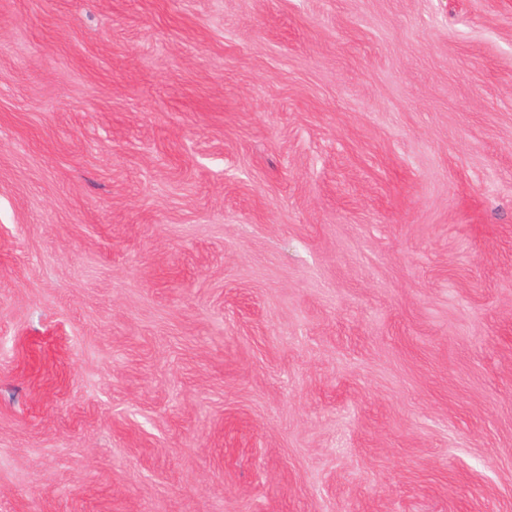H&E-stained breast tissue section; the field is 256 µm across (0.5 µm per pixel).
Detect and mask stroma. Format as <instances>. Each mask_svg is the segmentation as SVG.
<instances>
[{
  "label": "stroma",
  "mask_w": 512,
  "mask_h": 512,
  "mask_svg": "<svg viewBox=\"0 0 512 512\" xmlns=\"http://www.w3.org/2000/svg\"><path fill=\"white\" fill-rule=\"evenodd\" d=\"M0 512H512V0H0Z\"/></svg>",
  "instance_id": "obj_1"
}]
</instances>
